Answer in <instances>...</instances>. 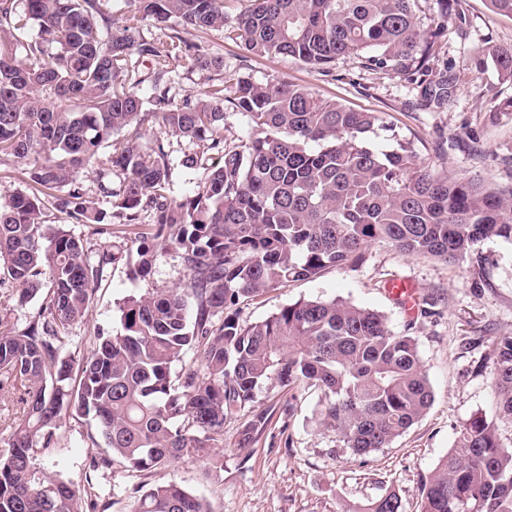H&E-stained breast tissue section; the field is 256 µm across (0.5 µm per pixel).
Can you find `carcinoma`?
<instances>
[{
    "label": "carcinoma",
    "mask_w": 512,
    "mask_h": 512,
    "mask_svg": "<svg viewBox=\"0 0 512 512\" xmlns=\"http://www.w3.org/2000/svg\"><path fill=\"white\" fill-rule=\"evenodd\" d=\"M115 19L98 0H0V158L26 164L27 191L0 208V287L19 301L42 299L21 330L0 331V395L17 396L25 418L4 420L0 512H85L96 496L36 467L39 450L58 443L64 417L91 420L105 451L92 471L117 460L147 479L186 455L205 456L241 424L240 445L264 430L253 403L264 389H317L324 424L356 455L388 447L434 401L417 339L397 335L382 315L343 301L283 306L258 323L238 316L242 300L356 262L375 242L447 263L482 242L512 239V186L500 189L433 175L414 141L387 148L370 135L386 129L375 112L355 111L310 90L272 80L211 84L196 100L170 94V66L183 58L201 70L224 61L191 53L174 34L149 40L140 22L159 29L175 18L185 28L227 29L259 56H283L328 69L341 56L369 51L366 67L418 75L424 101L442 106L453 78L426 81L440 21L422 23L418 0H251L238 13L224 0H127ZM38 27L37 36H26ZM154 67L131 80L133 57ZM512 78V47L475 63ZM148 83L155 111L138 85ZM245 113L251 132L224 140L225 104ZM157 121L197 151L182 165L203 170L193 195L173 201L162 141L143 152L130 139ZM96 171L98 189L126 224L151 211L136 250L120 248L133 278L150 275L157 251L176 254L187 272L181 288H154L119 306L122 331H96L84 354L69 350L70 332L92 308L102 266L81 236L58 229L46 238L44 200L79 224L107 213L81 188L59 187L77 169ZM122 172L118 186L112 171ZM194 350L200 366L184 363ZM495 415L476 414L456 449L419 489V512H512V448L499 425H512V337L492 350ZM180 370H175L176 365ZM132 512H209L174 480L138 487ZM355 512H405L389 491Z\"/></svg>",
    "instance_id": "carcinoma-1"
}]
</instances>
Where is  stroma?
I'll return each mask as SVG.
<instances>
[{
    "label": "stroma",
    "instance_id": "stroma-1",
    "mask_svg": "<svg viewBox=\"0 0 512 512\" xmlns=\"http://www.w3.org/2000/svg\"><path fill=\"white\" fill-rule=\"evenodd\" d=\"M463 16L449 15L447 28L434 47L433 70L450 68L454 91L443 107L420 105L417 83L390 71H374L358 55L345 56L330 71L286 57H260L221 30L182 31L187 43L224 60V78L263 83L273 78L304 86L319 96L353 109L381 113L388 125L377 139L391 135L414 140L433 174L467 177L484 183L512 185V112L502 104L512 99V79L495 68L475 71L474 58L512 45V17L495 13L488 0H463ZM163 140L172 165L168 190L181 200L193 195L201 169L182 166L191 143L165 134L158 125L143 127L142 149ZM108 217L102 224H79L53 207L45 209V234L65 227L80 235L103 275L94 305L72 332L73 343L89 350L95 330L119 332V306L130 295L154 288L183 286L187 276L170 253L158 254L152 272L132 278L125 263L103 260L112 243L134 241L151 224ZM413 285L425 308L409 315L392 300L389 281ZM341 299L381 314L388 328L418 340V348L434 391L426 414L389 447L358 456L320 414V391L291 396L285 389L262 392L255 412L268 424L248 446H240L241 428L230 423L224 439L207 456L188 455L154 473L153 481L173 479L203 498L210 512H347L350 506L397 491L405 512H418L419 487L454 448L459 429L476 413L494 409L493 364L489 354L502 338L512 336V241L500 238L479 244L464 262L449 264L428 256L406 255L390 245L369 246L361 261L330 267L317 277L290 282L249 299L239 307L241 321L255 323L300 299ZM87 421L64 418L60 441L38 454V468L83 487L90 465L101 453L92 445ZM98 505L109 512H130L136 474L113 463L111 478L96 476Z\"/></svg>",
    "mask_w": 512,
    "mask_h": 512
}]
</instances>
